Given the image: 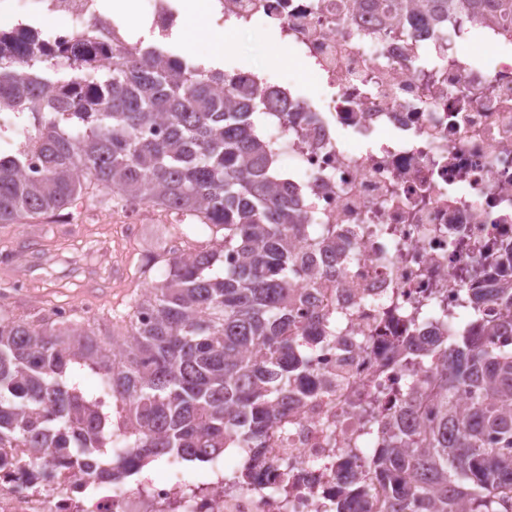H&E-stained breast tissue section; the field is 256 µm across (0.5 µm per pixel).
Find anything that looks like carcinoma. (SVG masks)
<instances>
[{
    "label": "carcinoma",
    "mask_w": 512,
    "mask_h": 512,
    "mask_svg": "<svg viewBox=\"0 0 512 512\" xmlns=\"http://www.w3.org/2000/svg\"><path fill=\"white\" fill-rule=\"evenodd\" d=\"M402 26L418 21L448 34V15L505 23L512 0H345ZM41 34L15 30L0 40V110L8 133L31 134L38 165L23 174L15 152L0 151V229L59 217L88 190L116 192L124 206H159L194 217L209 239L146 255L140 275L164 267L132 313L102 332L86 307L65 317L35 306L16 317L0 286V448H35L16 461L35 473L51 458L68 469L92 466L120 486L153 462H216L227 448L262 447L267 432L304 391L310 346L334 322L293 320L301 298L326 275L298 264L303 251L335 242L288 202L275 148L258 130L269 101L237 84L219 93L224 71L206 69L155 45L107 48L96 29L45 53ZM29 55L26 74L10 64ZM237 257L224 264V254ZM506 314L484 308L480 288H464L443 313L442 335L398 340L393 368L407 384L400 412L383 416L382 437L366 459L369 484L345 482L332 512H512V283L495 289ZM427 367L420 381L417 366ZM105 369L86 393L81 374ZM429 423L419 428L415 416ZM125 431L111 442L112 427Z\"/></svg>",
    "instance_id": "cac0c4a2"
}]
</instances>
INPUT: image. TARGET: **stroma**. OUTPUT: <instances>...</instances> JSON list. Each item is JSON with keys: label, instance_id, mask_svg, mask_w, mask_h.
I'll use <instances>...</instances> for the list:
<instances>
[{"label": "stroma", "instance_id": "35a3bbf8", "mask_svg": "<svg viewBox=\"0 0 512 512\" xmlns=\"http://www.w3.org/2000/svg\"><path fill=\"white\" fill-rule=\"evenodd\" d=\"M233 40L234 66L262 68L281 80L296 82L305 96L319 94L318 82L304 66L288 59L272 63L280 43L270 21L255 22L249 30L234 34ZM111 196L109 189L97 188L72 207L69 223L16 224L8 237H0V251L13 252L12 258L0 262V283L10 281L18 268L28 280L26 292L12 300L15 314H26L46 299L64 307L88 305L104 318L130 311L145 288L137 268L146 254L170 239L175 219L150 205L141 223L129 228L125 207ZM33 237L49 259V268H33L27 248Z\"/></svg>", "mask_w": 512, "mask_h": 512}]
</instances>
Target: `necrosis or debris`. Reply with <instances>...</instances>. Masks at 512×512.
<instances>
[{
	"label": "necrosis or debris",
	"instance_id": "necrosis-or-debris-1",
	"mask_svg": "<svg viewBox=\"0 0 512 512\" xmlns=\"http://www.w3.org/2000/svg\"><path fill=\"white\" fill-rule=\"evenodd\" d=\"M213 21L243 32L259 18L278 26L279 42L302 60L324 92L300 94L256 68L227 77L276 99L268 127L277 159L288 162V192L302 213L327 225L336 254L307 259L329 286L303 311L336 319V340L311 352L308 391L290 404L264 448L248 460L255 477L198 483L182 474L141 479L123 489L83 468H51L33 480L0 467V512H322L335 498L333 463L362 470L376 437L365 419L380 389L401 382L381 365L418 306L456 308L462 272L496 288L497 247L512 237V26L458 25L448 35L412 23L392 30L375 15H348L341 0H209ZM36 19L66 17L48 42H69L99 25L125 32L126 19L98 0H11ZM493 49L492 59L480 47ZM364 148L349 147V138ZM484 240L478 257L456 240ZM287 469L288 483L276 482Z\"/></svg>",
	"mask_w": 512,
	"mask_h": 512
}]
</instances>
